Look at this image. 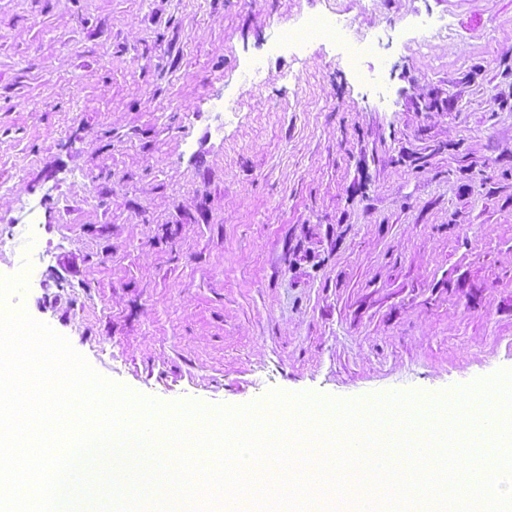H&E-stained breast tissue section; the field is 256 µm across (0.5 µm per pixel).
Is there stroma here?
Here are the masks:
<instances>
[{
	"label": "stroma",
	"instance_id": "35a3bbf8",
	"mask_svg": "<svg viewBox=\"0 0 512 512\" xmlns=\"http://www.w3.org/2000/svg\"><path fill=\"white\" fill-rule=\"evenodd\" d=\"M335 4L0 0V276L102 378L363 409L512 371V0H346L358 73L273 52Z\"/></svg>",
	"mask_w": 512,
	"mask_h": 512
}]
</instances>
